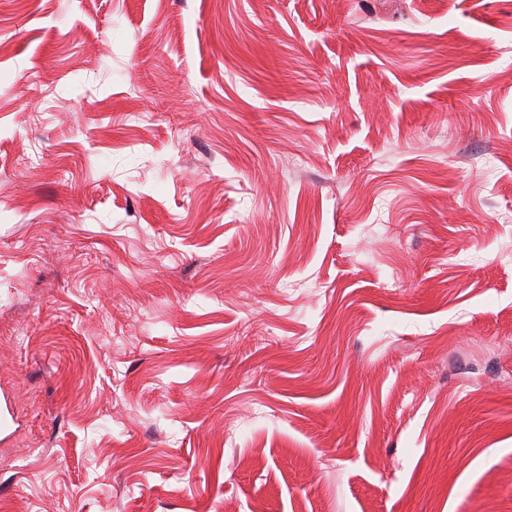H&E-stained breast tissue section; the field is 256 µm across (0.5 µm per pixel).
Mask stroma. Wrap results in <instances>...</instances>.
I'll list each match as a JSON object with an SVG mask.
<instances>
[{"label":"stroma","mask_w":512,"mask_h":512,"mask_svg":"<svg viewBox=\"0 0 512 512\" xmlns=\"http://www.w3.org/2000/svg\"><path fill=\"white\" fill-rule=\"evenodd\" d=\"M510 213L512 0H0V512H512Z\"/></svg>","instance_id":"stroma-1"}]
</instances>
